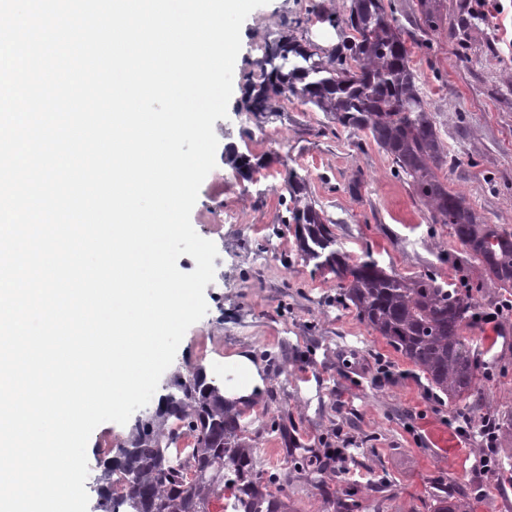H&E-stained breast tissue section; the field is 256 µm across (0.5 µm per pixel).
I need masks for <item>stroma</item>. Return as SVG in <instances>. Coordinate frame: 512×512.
<instances>
[{
    "label": "stroma",
    "mask_w": 512,
    "mask_h": 512,
    "mask_svg": "<svg viewBox=\"0 0 512 512\" xmlns=\"http://www.w3.org/2000/svg\"><path fill=\"white\" fill-rule=\"evenodd\" d=\"M313 2L270 0L242 26L228 116L214 124L216 167L191 213L196 232L218 250L208 312L187 330L140 413H154L172 372L189 367L221 362V384L236 387L239 368L230 359L243 354L262 365L264 387L241 404L240 422L258 463L288 476L284 512H339L344 500L350 512H433L446 489L470 496L474 512H512V434H499L489 451L495 465H479L488 452L483 418L512 414V318L464 327L480 376L470 396L438 402L412 364L338 307L334 276L303 260L293 225L280 221L291 169L351 261L369 253L407 278L429 268L446 282L466 276L482 312L503 299L447 225L433 223L394 176L390 156L369 134L336 127L296 100L265 118L239 111L244 76L280 34V18L305 16ZM383 4L415 33L410 65L448 150L441 180L464 193L485 223L512 226V0H440L442 23L427 36L417 30L418 0ZM234 154L264 162L263 172L244 179L229 161ZM359 171L364 187L356 199L345 187ZM273 422L281 433H268ZM462 424L467 434L459 433ZM129 431L106 422L91 434L88 512H98L101 475ZM292 436L307 466L292 464ZM328 448L344 449V467L316 463Z\"/></svg>",
    "instance_id": "35a3bbf8"
}]
</instances>
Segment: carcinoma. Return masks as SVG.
I'll return each instance as SVG.
<instances>
[{
  "label": "carcinoma",
  "instance_id": "cac0c4a2",
  "mask_svg": "<svg viewBox=\"0 0 512 512\" xmlns=\"http://www.w3.org/2000/svg\"><path fill=\"white\" fill-rule=\"evenodd\" d=\"M428 31L439 22L437 0H419ZM313 20L344 28L340 45L316 49L283 33L265 44L258 81L248 83L241 109L254 115L281 110L282 101L311 104L344 129L368 131L408 181L437 224H446L490 282L512 292V230L483 224L466 196L438 176L448 163L434 117L426 108L409 64L408 32L388 15L382 0L315 5L296 25ZM292 206L280 223L295 225L300 250L317 271L336 276L341 302L422 372L448 399L463 398L480 374L461 331L474 298L467 281L444 287L432 271L415 278L387 272L372 258L351 262L310 196L305 180L287 172ZM171 392L157 410L133 426L120 456L102 476L100 512H210L230 492L234 512H282V501L264 493V482L288 484V475L265 476L245 441L239 414L224 405V390L196 368L173 374ZM193 440L191 458L172 460L171 449ZM122 484L119 495L115 486ZM466 495L444 491L435 512H472Z\"/></svg>",
  "mask_w": 512,
  "mask_h": 512
}]
</instances>
